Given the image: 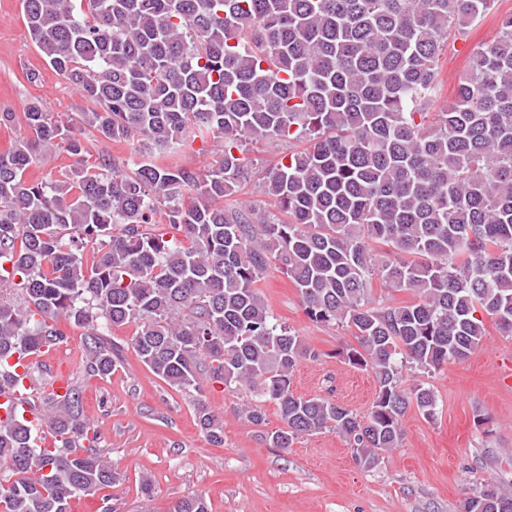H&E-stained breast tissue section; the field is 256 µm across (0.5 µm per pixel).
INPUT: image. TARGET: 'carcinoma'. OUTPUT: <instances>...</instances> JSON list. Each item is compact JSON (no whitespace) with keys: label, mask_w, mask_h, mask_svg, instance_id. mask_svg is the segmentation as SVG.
<instances>
[{"label":"carcinoma","mask_w":512,"mask_h":512,"mask_svg":"<svg viewBox=\"0 0 512 512\" xmlns=\"http://www.w3.org/2000/svg\"><path fill=\"white\" fill-rule=\"evenodd\" d=\"M494 2L21 0L31 42L87 107L36 98L0 113L24 130L0 152V393L65 340L60 320L87 329L84 370L98 377L123 357L112 331L132 325L138 359L170 387L199 393L205 374L248 394L245 420L268 447L332 430L375 468L408 410L437 415L434 389L406 386L404 370L467 359L479 313L512 335V13L432 111L440 57ZM197 138L222 145L204 170L174 161ZM287 140L307 147L260 183L279 214L224 207L247 144ZM116 141L129 157L107 151ZM57 153L70 168L30 179ZM272 265L311 320L352 331L341 355L376 378L368 414L294 393L319 354L270 311L258 283ZM375 279L413 300L373 305ZM45 405L51 448L23 416L0 420V512H70L123 480L92 445L79 387ZM195 412L224 444L206 402ZM172 512L209 508L192 495ZM461 512H512V490L489 485Z\"/></svg>","instance_id":"carcinoma-1"}]
</instances>
